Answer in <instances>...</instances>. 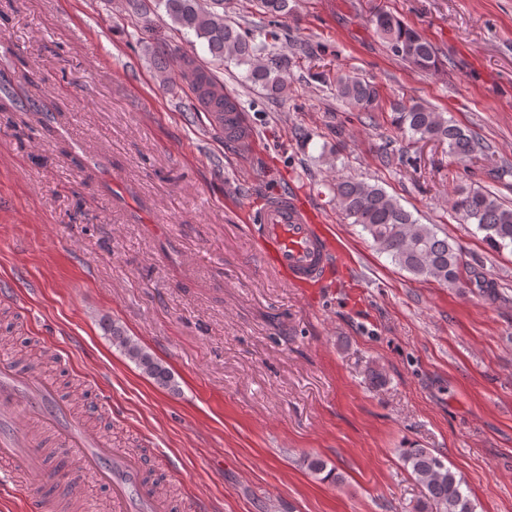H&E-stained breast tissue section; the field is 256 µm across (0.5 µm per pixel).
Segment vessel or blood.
I'll return each instance as SVG.
<instances>
[{
  "label": "vessel or blood",
  "instance_id": "b4317fda",
  "mask_svg": "<svg viewBox=\"0 0 512 512\" xmlns=\"http://www.w3.org/2000/svg\"><path fill=\"white\" fill-rule=\"evenodd\" d=\"M224 135L246 148L253 135L244 116L224 115ZM255 240L266 264L294 288L349 286L337 250L307 203L293 190L270 196L263 209L250 213ZM23 414L24 427L14 417ZM57 448L75 457L81 471L111 484L115 512H170L169 503L145 484V459L135 448H115L86 427L54 382L26 370L21 360L0 358V463L8 471L0 480L39 470L44 449Z\"/></svg>",
  "mask_w": 512,
  "mask_h": 512
}]
</instances>
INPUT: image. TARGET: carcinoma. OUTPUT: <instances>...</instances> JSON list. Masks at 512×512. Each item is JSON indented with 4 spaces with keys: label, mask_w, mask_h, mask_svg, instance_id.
Wrapping results in <instances>:
<instances>
[{
    "label": "carcinoma",
    "mask_w": 512,
    "mask_h": 512,
    "mask_svg": "<svg viewBox=\"0 0 512 512\" xmlns=\"http://www.w3.org/2000/svg\"><path fill=\"white\" fill-rule=\"evenodd\" d=\"M153 11L170 19L181 34L203 41L208 54L219 62L245 67V81L269 96L283 92L286 73L272 58L264 57L266 47L255 42L253 30L224 16V0H150ZM263 14L272 19L286 18L292 10L290 0H258ZM377 35L397 57L422 71L438 67L433 44L410 24L389 12H379L372 19ZM183 78L193 86L198 106L216 118L236 112L234 102L224 96V88L207 66L190 60L183 64ZM336 98L353 112L374 119L379 109L380 89L368 79L341 74L334 83ZM391 125L418 140L448 145V154L465 161L484 151L478 138L451 122L443 113L415 100H397L390 105ZM332 201L344 219L361 227L375 249L392 263L425 280L444 286L461 281L463 258L460 247L448 237L438 235L432 224H420L394 196L374 183L336 177L330 187ZM451 209L458 219L473 224L496 250H512V205L502 202L492 192L459 187L453 191ZM104 335L138 369L157 385L176 390L174 376L162 360L129 336L119 323L102 326ZM399 457L410 474L424 489L418 512H475L470 492L463 480L445 461L427 448L410 446L398 449ZM59 470L46 472L37 492L50 497L57 492Z\"/></svg>",
    "instance_id": "carcinoma-1"
}]
</instances>
